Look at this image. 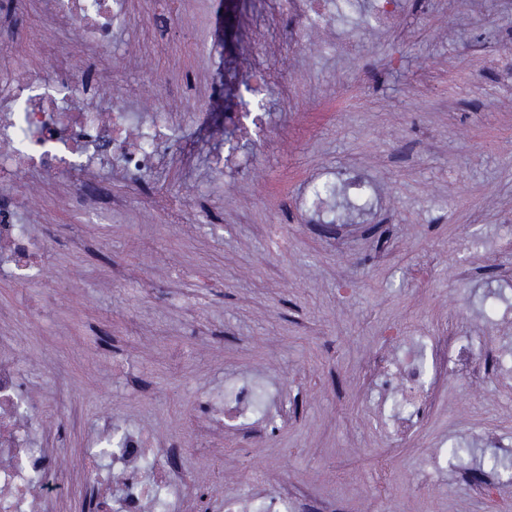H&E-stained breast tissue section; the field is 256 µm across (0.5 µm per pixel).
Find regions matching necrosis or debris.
Returning a JSON list of instances; mask_svg holds the SVG:
<instances>
[{"label":"necrosis or debris","mask_w":512,"mask_h":512,"mask_svg":"<svg viewBox=\"0 0 512 512\" xmlns=\"http://www.w3.org/2000/svg\"><path fill=\"white\" fill-rule=\"evenodd\" d=\"M333 2L347 8L353 0H276L275 20L318 25ZM124 9L125 0H49L54 25L78 29V41L56 40L44 70H0V146L9 148L0 156V272L18 277L24 286L43 284L45 244L19 219L14 186L22 173H66L75 183V206L89 202L108 214L111 195L91 190L95 172L119 170L126 183L140 189L148 187L156 164L187 150L179 127L163 108L136 115L123 97L106 98L96 110L81 104L90 85L70 61L81 55L95 67L121 69L123 61L111 46ZM282 84L273 59L254 49L244 72V88L256 99L254 112L237 111L226 101L220 82L213 87L210 108L197 113L196 124L207 126L212 106L220 104L225 124L241 136L256 135L269 88ZM485 358L481 337L443 333L429 337L423 354L403 365L376 361V380L399 388L385 419L387 432L394 437L410 432L429 414L434 391L449 372L481 374ZM266 414V395L255 383L243 381L225 391L213 422L240 426ZM44 417V410L22 396L17 365L0 363V512H53L65 492L53 451L35 443ZM184 454L179 447H147L142 434L117 429L104 419L83 452L96 512H186L191 480L171 464Z\"/></svg>","instance_id":"1"}]
</instances>
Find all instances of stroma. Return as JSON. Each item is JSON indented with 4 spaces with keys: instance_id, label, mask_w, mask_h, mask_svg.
<instances>
[{
    "instance_id": "35a3bbf8",
    "label": "stroma",
    "mask_w": 512,
    "mask_h": 512,
    "mask_svg": "<svg viewBox=\"0 0 512 512\" xmlns=\"http://www.w3.org/2000/svg\"><path fill=\"white\" fill-rule=\"evenodd\" d=\"M46 10L0 0L1 62L43 67L56 36ZM126 11L112 36L126 65L100 84L121 95L160 71L181 78L185 95L165 106L190 157L150 179L212 221L161 223L160 205L117 176L101 221L69 205L64 176L19 177L22 216L50 246L43 286L0 274V359L17 361L39 405L59 375L65 412L38 434L70 488L57 512H87L80 459L105 416L152 447L187 448L192 512L286 490L300 512H373L378 497L391 512H512V482L479 497L453 455L512 458V314H484L493 297L512 310V0H399L385 25L361 6L301 27L278 59L290 95L269 91L259 145L218 113L194 129L215 77L206 54L159 41L163 2L151 13L126 0ZM270 14L269 0L220 16L212 0H182L178 22L198 37L232 31L239 51L279 44ZM232 142L250 175L215 180L210 160ZM323 174L361 177L369 214L350 215L339 194L335 223L306 222L299 202ZM448 329L489 337L493 368L449 373L430 416L392 442L389 393L367 371ZM236 379L270 392L273 424L213 429L209 397Z\"/></svg>"
}]
</instances>
